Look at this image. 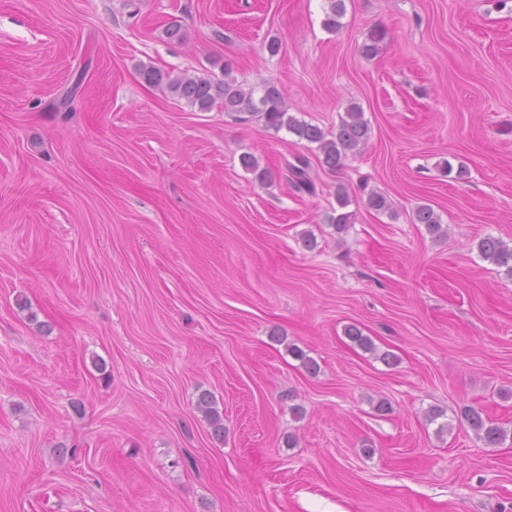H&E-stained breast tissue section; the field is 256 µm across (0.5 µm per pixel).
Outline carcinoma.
Listing matches in <instances>:
<instances>
[{
	"label": "carcinoma",
	"instance_id": "1",
	"mask_svg": "<svg viewBox=\"0 0 512 512\" xmlns=\"http://www.w3.org/2000/svg\"><path fill=\"white\" fill-rule=\"evenodd\" d=\"M344 13V0H327L325 28H339ZM142 76L147 83L162 86L170 95L203 111L220 102L224 104L226 112L249 116L257 114L264 120L266 127L276 132L285 128L299 139L317 145L323 155L324 164L332 170L343 167L348 157L360 153L370 137L363 112L356 106L347 110L346 118L341 120L336 132L328 135L318 126L299 121L290 115L282 92L271 84L258 92L252 87H244L234 79L215 82L204 76L164 75L154 69L142 71ZM242 164L255 175V180L264 183L271 179L270 171L260 167L253 156H243ZM286 167L288 181L295 190L315 192V181L307 158L299 156L296 162H289ZM413 221L424 225L428 233L436 238L448 235V228L444 227L439 215L427 204L419 205L413 210ZM477 249L484 260L501 269L512 280V245L498 237L486 236L479 240ZM346 335L362 349L370 352L376 350L372 339L363 335L357 327H348ZM197 407L204 414L211 435L218 440L224 439V418L215 406L212 395L206 391L201 393ZM462 416L486 447L496 448L507 440L509 430L486 416L482 408L467 406Z\"/></svg>",
	"mask_w": 512,
	"mask_h": 512
}]
</instances>
